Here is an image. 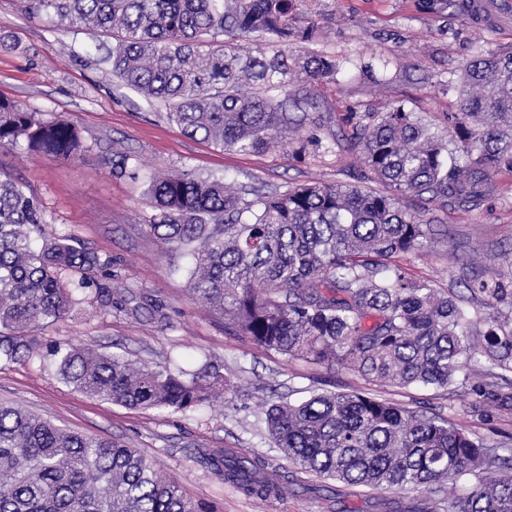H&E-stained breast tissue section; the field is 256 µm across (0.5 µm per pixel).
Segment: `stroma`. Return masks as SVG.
I'll return each instance as SVG.
<instances>
[{"instance_id": "obj_1", "label": "stroma", "mask_w": 512, "mask_h": 512, "mask_svg": "<svg viewBox=\"0 0 512 512\" xmlns=\"http://www.w3.org/2000/svg\"><path fill=\"white\" fill-rule=\"evenodd\" d=\"M302 8L318 27L313 50L336 58L341 70L333 80L303 82L314 94L309 122L332 148L297 158L282 150L242 154L188 137L166 119L164 105L113 78L103 62L111 35L27 13L19 0H0V98L47 120L66 119L84 144L66 161L0 147V174L37 199L49 233L72 236L111 258L112 294L129 305L125 312L103 307L95 289H87L63 319L35 331L37 343H82L138 366L214 369L232 382L221 398L192 410L130 408L81 394L56 366L35 358L0 363V402L132 449L204 512H370L375 494L360 488L332 497L292 485L274 498L248 497L224 483L211 462L224 449L243 448L282 466L265 407L314 393L360 388L407 410L462 423L474 439L512 448V415L472 412L461 388L369 384L343 367L290 361L253 344L195 297L188 257L171 252L148 227L149 175L225 173L236 186L267 191L308 181L372 185L346 140L344 114L401 104L447 135L449 116L460 110V75L476 50L512 46V27L476 28L458 10L432 12L423 0H303ZM496 185L475 210L406 199V209L433 229L431 239L403 258L406 270L458 293L476 275L512 279L503 258L512 251V173L498 174ZM135 307L140 315H132ZM155 307L161 315H152Z\"/></svg>"}]
</instances>
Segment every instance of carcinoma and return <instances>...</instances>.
Listing matches in <instances>:
<instances>
[{"label": "carcinoma", "mask_w": 512, "mask_h": 512, "mask_svg": "<svg viewBox=\"0 0 512 512\" xmlns=\"http://www.w3.org/2000/svg\"><path fill=\"white\" fill-rule=\"evenodd\" d=\"M24 10L111 33L107 61L124 86L163 103L190 137L244 154L324 148L306 130L292 92L297 72L335 78L336 60L304 52L317 26L301 0H20ZM248 40L245 52L238 40ZM454 147L399 105L349 112L350 144L380 190L311 183L282 191L232 190L227 176L191 170L150 178V231L193 258L191 290L255 345L287 359L339 365L368 382L468 390L472 407L512 413V289L471 280L486 311L398 259L429 238L407 213L415 197L441 208H476L494 178L512 172V47L478 53L465 67ZM57 159L82 151L77 129L0 99V146ZM39 202L0 178V360L40 356L36 330L60 319L73 294L112 260L76 239L48 233ZM80 392L129 407L185 411L224 393L218 373L130 368L127 359L67 343L46 352ZM270 439L302 473L344 487L454 496L448 512H512V455L471 438L460 424L418 415L383 399L317 393L269 405ZM496 466L492 482L469 477ZM265 461L224 449L218 471L249 497L281 494ZM0 512H200L154 464L110 439L63 430L0 403Z\"/></svg>", "instance_id": "carcinoma-1"}]
</instances>
